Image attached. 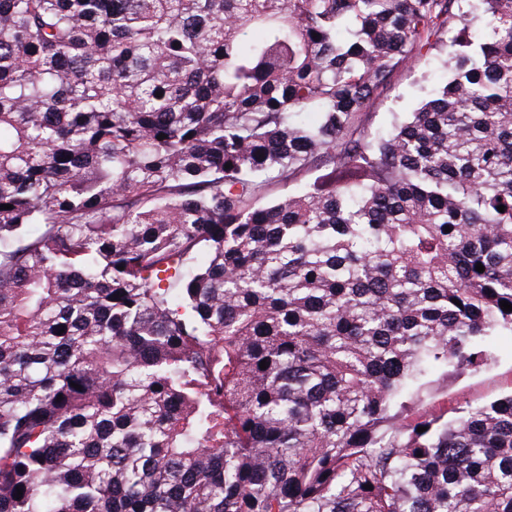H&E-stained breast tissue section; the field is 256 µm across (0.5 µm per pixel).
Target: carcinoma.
I'll return each mask as SVG.
<instances>
[{
  "instance_id": "carcinoma-1",
  "label": "carcinoma",
  "mask_w": 512,
  "mask_h": 512,
  "mask_svg": "<svg viewBox=\"0 0 512 512\" xmlns=\"http://www.w3.org/2000/svg\"><path fill=\"white\" fill-rule=\"evenodd\" d=\"M1 204L0 512H512V0H0ZM415 64L410 69L398 72L391 88L364 110V123L371 131L386 128L391 112L413 111L448 77L445 58L434 53L420 57ZM494 358L482 371L462 375H438L436 381L411 405L408 414L439 416L446 419L452 409L466 402L478 403L512 389V335L498 336Z\"/></svg>"
}]
</instances>
